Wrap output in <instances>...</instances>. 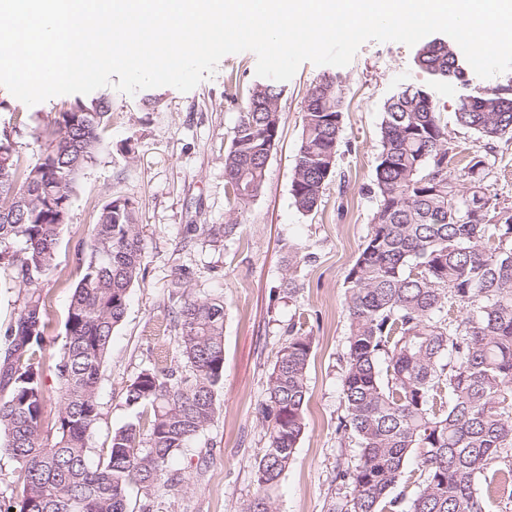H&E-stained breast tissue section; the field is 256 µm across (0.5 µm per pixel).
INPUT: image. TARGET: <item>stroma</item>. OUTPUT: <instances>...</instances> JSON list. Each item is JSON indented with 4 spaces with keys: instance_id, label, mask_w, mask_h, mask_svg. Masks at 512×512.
<instances>
[{
    "instance_id": "1",
    "label": "stroma",
    "mask_w": 512,
    "mask_h": 512,
    "mask_svg": "<svg viewBox=\"0 0 512 512\" xmlns=\"http://www.w3.org/2000/svg\"><path fill=\"white\" fill-rule=\"evenodd\" d=\"M415 48L398 42H365L344 67L302 63L281 82L279 141L261 194L236 204L225 191L224 157L239 113L259 78L253 52L224 56L214 74L183 93L170 86L128 95L106 86L95 90L112 108L105 147L81 174L57 252V269L44 281L49 295L53 342L43 363L45 425H53L60 383L64 320L76 282V253L87 248L90 229L109 201L127 199L136 208L143 247L142 273L129 293L125 317L115 332L99 384L102 415L92 440L95 453L110 446L113 432L135 420L124 392L139 373L154 365L183 366L171 283L186 272L193 295L224 299V385L220 409L206 432L172 460L180 484L159 492L151 512H242L255 496L254 466L267 439L257 407L276 353L290 327L303 323L314 339L307 379V429L292 463L271 492L273 512H325L336 493L337 468L354 464V442L339 445L336 426L345 414L341 379L349 321L345 277L370 229L376 199L373 183L381 149L384 105L407 87L424 89L456 156L455 174L486 155V185L499 207L512 209V139L485 151L476 135L460 128L455 111L466 86L493 89L512 81V70L469 85L437 79L415 62ZM333 78L345 89V110L335 173L317 211H299L291 195L302 115L310 89ZM235 80L236 99L225 95ZM74 95H59L33 106L0 86V135H8L23 164L38 163L44 142L37 132ZM236 222L233 239L186 241L190 224ZM305 259L295 278L284 281L287 245ZM493 484L478 481L488 512H512V451L498 459Z\"/></svg>"
}]
</instances>
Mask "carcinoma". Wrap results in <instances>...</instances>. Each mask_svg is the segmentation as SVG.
Instances as JSON below:
<instances>
[{
	"instance_id": "1",
	"label": "carcinoma",
	"mask_w": 512,
	"mask_h": 512,
	"mask_svg": "<svg viewBox=\"0 0 512 512\" xmlns=\"http://www.w3.org/2000/svg\"><path fill=\"white\" fill-rule=\"evenodd\" d=\"M449 47L424 43L415 61L456 79L463 64ZM321 86L307 96L292 178L303 213L318 207L335 173L344 113L343 85L327 94ZM280 95L255 85L234 127L224 180L240 205L263 187ZM110 112L105 101L77 100L57 113L38 134L45 150L33 166L0 140V271L24 291L0 353V450L17 463L14 512H128L130 488L148 499L173 481L169 463L212 423L224 381V299L195 297L179 277L170 299L187 371H141L125 396L136 421L93 458L101 371L142 266L134 207L117 198L102 208L88 249L76 253L79 278L56 365L59 410L53 434L42 429L41 366L52 339L41 284L57 268L78 178L103 147ZM455 116L487 145L511 136L512 86L462 94ZM381 134L370 189L377 208L345 278L346 414L336 433L341 444L356 441L359 458L337 470L341 491L327 512H486L477 481L512 447V213L488 196L480 156L466 166L469 185L452 174L447 126L424 90L408 87L388 100ZM236 228L190 224L186 233L228 240ZM312 344L291 329L277 351L258 405L268 431L254 469L260 494L243 512H272L265 491L288 469L306 427ZM411 464L421 482L407 500L393 491Z\"/></svg>"
}]
</instances>
